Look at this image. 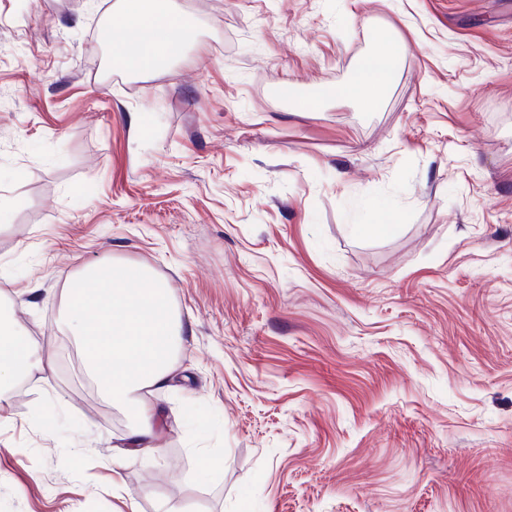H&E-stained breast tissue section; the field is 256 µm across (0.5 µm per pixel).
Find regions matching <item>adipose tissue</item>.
<instances>
[{
	"instance_id": "obj_1",
	"label": "adipose tissue",
	"mask_w": 512,
	"mask_h": 512,
	"mask_svg": "<svg viewBox=\"0 0 512 512\" xmlns=\"http://www.w3.org/2000/svg\"><path fill=\"white\" fill-rule=\"evenodd\" d=\"M123 16L122 26L113 29L107 42L112 59L126 71L159 69L179 53L184 23L158 0H125ZM405 49L394 39L377 40L372 64L358 68L339 89V97L375 109L390 85L385 67ZM65 306L67 330L81 342L88 378L104 399L125 406L138 420L124 444L125 455L158 452L165 416L148 405L146 397L169 386L173 349L181 332L165 286L143 265H95L69 280ZM52 370V363L41 358L19 324L0 319L1 406L11 387L34 373Z\"/></svg>"
}]
</instances>
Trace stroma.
Instances as JSON below:
<instances>
[{
    "label": "stroma",
    "mask_w": 512,
    "mask_h": 512,
    "mask_svg": "<svg viewBox=\"0 0 512 512\" xmlns=\"http://www.w3.org/2000/svg\"><path fill=\"white\" fill-rule=\"evenodd\" d=\"M123 6L0 0V310L55 363L0 512H512V0H168L140 75L92 41ZM382 37L366 111L336 90ZM110 261L183 325L153 458L61 324ZM405 49V44L395 39L377 40L371 54L374 65L358 68L352 79L336 95L355 100L365 110L375 109L384 100L390 85L385 66L396 62Z\"/></svg>",
    "instance_id": "obj_1"
}]
</instances>
